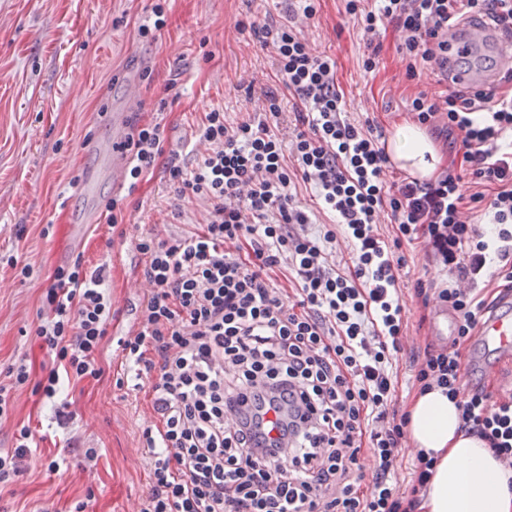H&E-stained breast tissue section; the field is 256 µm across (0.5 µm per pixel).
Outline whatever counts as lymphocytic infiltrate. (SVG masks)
Instances as JSON below:
<instances>
[{
    "label": "lymphocytic infiltrate",
    "mask_w": 512,
    "mask_h": 512,
    "mask_svg": "<svg viewBox=\"0 0 512 512\" xmlns=\"http://www.w3.org/2000/svg\"><path fill=\"white\" fill-rule=\"evenodd\" d=\"M344 2L366 34L386 23L401 32L411 77L447 60L448 30L463 17L512 35V0ZM317 12V0H298L285 23L250 25L295 100L292 137L270 128L282 114L271 92L261 113L239 122L206 113L199 136L210 151L191 169L167 162L176 195L207 202L205 224L136 244L149 291L119 346L134 379L151 375L156 418L143 432L152 486L138 512H418L434 460L417 453L411 487L401 491L408 417L389 410L406 330L400 249L418 235L453 280L434 294L416 283L414 296L446 305L456 326L448 343L412 355L414 381L455 400L465 434L512 469V400L463 387V350L493 302L489 287L500 281L512 293V91L418 93L416 123L444 119L461 135L462 158L425 181H390L382 130L347 119L335 57L313 53L301 34L299 20ZM121 149L126 177L138 182L166 152L161 125L133 126ZM300 181L332 217L316 236L294 204ZM471 211L483 223L468 220ZM383 214L396 227L390 241L378 228ZM340 241L354 251L343 270L331 261ZM106 271L78 261L57 269L37 328L51 366L36 381L26 361L9 370L14 386L34 383L58 401L62 421L72 417L60 398L64 380L103 374L113 319ZM285 444L292 458H283ZM366 452L374 472L363 490Z\"/></svg>",
    "instance_id": "f902f5d3"
}]
</instances>
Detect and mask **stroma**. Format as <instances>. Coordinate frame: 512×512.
Instances as JSON below:
<instances>
[{"instance_id": "1", "label": "stroma", "mask_w": 512, "mask_h": 512, "mask_svg": "<svg viewBox=\"0 0 512 512\" xmlns=\"http://www.w3.org/2000/svg\"><path fill=\"white\" fill-rule=\"evenodd\" d=\"M156 0H0V384L28 358L40 378L49 357L35 335L44 320L46 290L57 267L82 260L88 269L108 264L105 286L114 318L104 339L100 379L66 386L76 418L60 428L31 384L13 394L0 418V452L13 451L21 426L40 434L38 448L15 482L0 489V512H69L88 501L90 512H127L150 489L143 464L142 432L152 416L144 393L127 381L117 340L133 325L147 291L144 258L135 249L146 232L167 238L199 228L207 204L183 205L157 159L142 181L113 185L109 120L120 112L127 125L161 123L167 149L194 166L209 148L199 137L206 112L222 109L237 122L257 110L263 91L280 99L278 132L294 123V99L276 76L270 52L239 23H282V0H168L166 26L156 42L140 38ZM318 53L333 55L347 116L392 132L409 118L418 92L440 85L433 71L407 77L392 25L364 34L342 0H321L316 17L300 26ZM381 46L379 66L365 71L369 43ZM150 78H143V71ZM138 81L140 94L128 102L125 85ZM166 109H159L160 99ZM97 172L92 194L80 192L88 172ZM123 198L122 224H107L104 204ZM400 287L409 338L434 332V309L412 297L416 281L440 288L446 273L428 261L423 240L403 245ZM29 265V275L19 273ZM99 451L86 463L84 452ZM60 460L50 471L52 460Z\"/></svg>"}]
</instances>
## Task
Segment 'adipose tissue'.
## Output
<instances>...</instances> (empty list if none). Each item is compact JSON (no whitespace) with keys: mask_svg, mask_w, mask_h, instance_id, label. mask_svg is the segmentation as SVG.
Here are the masks:
<instances>
[{"mask_svg":"<svg viewBox=\"0 0 512 512\" xmlns=\"http://www.w3.org/2000/svg\"><path fill=\"white\" fill-rule=\"evenodd\" d=\"M386 150L398 168L428 179L445 159L416 126H395ZM461 413L440 388L416 394L407 431L415 449L434 456L421 512H512V478L500 461L474 436L461 430Z\"/></svg>","mask_w":512,"mask_h":512,"instance_id":"obj_1","label":"adipose tissue"}]
</instances>
